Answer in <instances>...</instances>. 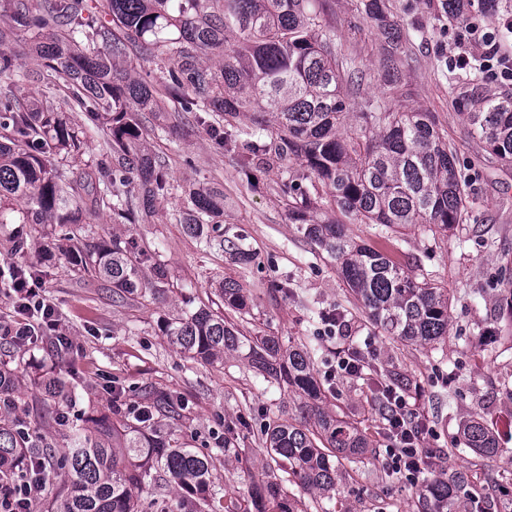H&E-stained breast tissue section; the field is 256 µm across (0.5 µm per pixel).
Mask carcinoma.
<instances>
[{
    "mask_svg": "<svg viewBox=\"0 0 512 512\" xmlns=\"http://www.w3.org/2000/svg\"><path fill=\"white\" fill-rule=\"evenodd\" d=\"M422 8L437 10L460 29L476 22L460 0L403 5L408 15ZM364 13L378 23L387 45L380 67L395 86L402 79L404 32L387 18L384 0H365ZM20 31L39 40L20 47ZM335 40L314 0H0V78L14 76L19 56L28 54L36 66L21 81L47 89L36 104L11 88L0 92V224L28 226L15 251L40 261L62 255L81 275L108 281L120 297L165 294L166 270L151 252L117 234L109 243L83 238L86 216L107 209L112 223L134 224L169 194L167 164L143 136V113H192L221 145L224 127L245 117L251 121L239 129L247 136L245 173L259 163L299 167L281 183L297 232L336 264L371 323L403 345L441 342L451 325L448 289L350 236L348 222L378 225L398 243L421 225L446 237L470 207L467 183L433 113L374 101L353 111L347 87L362 76L338 59ZM135 58L156 69L138 70ZM493 77L486 68L466 73L458 107L470 132L511 161L512 94L492 92ZM52 91L65 92L87 123L73 122ZM90 126L103 135L107 154L95 173L68 176L52 167L53 156L80 152ZM269 126L275 129L271 148L263 138ZM222 216L224 191L201 186L188 191L179 223L192 237L234 255L239 278L224 279L219 291L224 306L237 309L255 257L233 239L212 235L210 226ZM44 224L70 227L64 243L44 240L38 230ZM164 336L201 363L241 355L256 376L283 382L305 398L301 419L268 427L267 453L288 463V476L301 489L336 496L341 460L361 458L371 440L358 423L322 406L313 373L316 348L304 342L286 347L277 336H242L205 304L173 318ZM16 408L13 373L0 368L1 485L23 478L32 457L33 442ZM149 417H100L72 429L62 459L68 488L56 512H139L154 470L184 495V512H196L193 496L206 493L212 462L143 430ZM463 439L481 455L503 452L481 418L466 423ZM421 480V512H462L461 499L471 494L464 473L444 476L431 464ZM280 495L277 482L254 486L256 502Z\"/></svg>",
    "mask_w": 512,
    "mask_h": 512,
    "instance_id": "carcinoma-1",
    "label": "carcinoma"
}]
</instances>
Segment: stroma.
<instances>
[{
  "label": "stroma",
  "instance_id": "obj_1",
  "mask_svg": "<svg viewBox=\"0 0 512 512\" xmlns=\"http://www.w3.org/2000/svg\"><path fill=\"white\" fill-rule=\"evenodd\" d=\"M359 3L316 0L323 24L336 34L338 57L354 60L363 73L354 102L373 99L434 113L469 182L473 206L447 239H433L417 227L406 235L398 256L404 267L447 288L448 338L432 348L382 336L354 304L334 264L313 257L310 243L297 232L280 192L282 169L259 168L245 176L240 150L221 148L191 115L157 113L148 125L167 132L154 145L156 153L169 158L171 195L148 223L115 224L102 212L91 215L90 227L98 240L111 241L117 233L154 252L168 271L171 293L121 300L110 283L79 276L58 257L46 265L43 282L71 349H58L46 335L24 350L0 339V362L12 363L19 353L26 360L16 372L19 414L49 448L50 479L38 512H51L54 494L65 486L56 461L69 426L93 412L111 414L116 388L130 406L169 397V404L154 412L153 426L171 444L211 455L212 488L225 499L250 507L255 481L281 478L267 454L264 432L276 421L298 417L297 394L254 376L238 357L198 363L164 335L166 322L185 308L204 303L221 309L218 288L225 277L238 274L228 254L202 250L175 220L184 190L203 183L224 191L225 236L256 257L243 282L246 309L226 312L241 334L313 342L319 370L336 349L367 343L371 369L407 383L411 403L426 416L431 432L424 446L437 454L438 471L468 475L469 512H512V314L501 308V268L512 262V162L497 159L471 134L455 104L459 90L438 65L442 57L478 59L481 49L466 31L450 27L447 18L422 10L418 28L409 30L402 46L403 79L390 86L379 69L385 44ZM282 280L289 281L294 295L276 289ZM331 309L343 312L352 327L350 338L319 339L317 315ZM47 373L66 382L71 399L51 400L42 393L37 380ZM323 391L325 406L359 423L373 441L362 461L342 463L332 512L343 507L348 512H413L414 488L387 464L385 421L366 380L341 377ZM472 417L486 421L502 455L482 456L465 448L462 430Z\"/></svg>",
  "mask_w": 512,
  "mask_h": 512
}]
</instances>
